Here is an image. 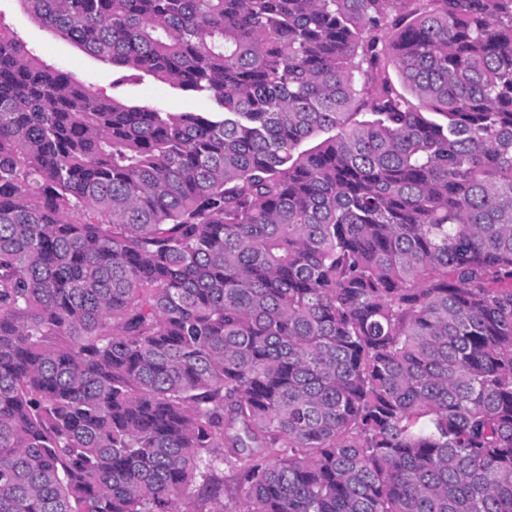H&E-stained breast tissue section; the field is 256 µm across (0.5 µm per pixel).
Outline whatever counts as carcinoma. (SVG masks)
Here are the masks:
<instances>
[{
  "instance_id": "carcinoma-1",
  "label": "carcinoma",
  "mask_w": 512,
  "mask_h": 512,
  "mask_svg": "<svg viewBox=\"0 0 512 512\" xmlns=\"http://www.w3.org/2000/svg\"><path fill=\"white\" fill-rule=\"evenodd\" d=\"M21 2L0 512H512V0ZM1 27L13 32L32 54L48 64L60 65L74 79L132 105H158L168 112H206L208 101L181 93L150 76L131 75L118 82L121 74L41 27L18 0H0Z\"/></svg>"
}]
</instances>
